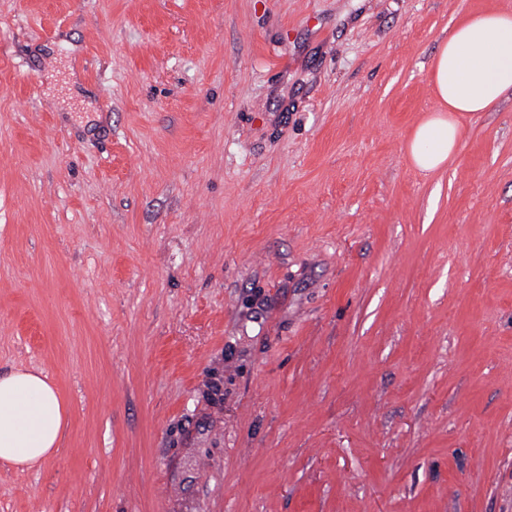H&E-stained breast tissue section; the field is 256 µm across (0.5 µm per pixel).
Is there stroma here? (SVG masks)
<instances>
[{
	"label": "stroma",
	"mask_w": 512,
	"mask_h": 512,
	"mask_svg": "<svg viewBox=\"0 0 512 512\" xmlns=\"http://www.w3.org/2000/svg\"><path fill=\"white\" fill-rule=\"evenodd\" d=\"M512 0H0V512H512V93L413 167ZM430 84L439 106L407 142L409 159L425 172L457 154L459 116L487 112L512 91V12L480 11L461 21L432 58ZM67 419L64 400L42 371L0 376V465L40 466L55 452Z\"/></svg>",
	"instance_id": "stroma-1"
}]
</instances>
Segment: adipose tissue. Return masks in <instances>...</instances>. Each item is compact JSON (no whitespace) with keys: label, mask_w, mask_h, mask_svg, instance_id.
Wrapping results in <instances>:
<instances>
[{"label":"adipose tissue","mask_w":512,"mask_h":512,"mask_svg":"<svg viewBox=\"0 0 512 512\" xmlns=\"http://www.w3.org/2000/svg\"><path fill=\"white\" fill-rule=\"evenodd\" d=\"M430 84L439 103L414 128L407 152L419 170H440L455 157L460 116L493 108L512 91V12L480 11L461 21L433 56ZM68 410L43 372L0 376V466L31 468L58 446Z\"/></svg>","instance_id":"obj_1"}]
</instances>
